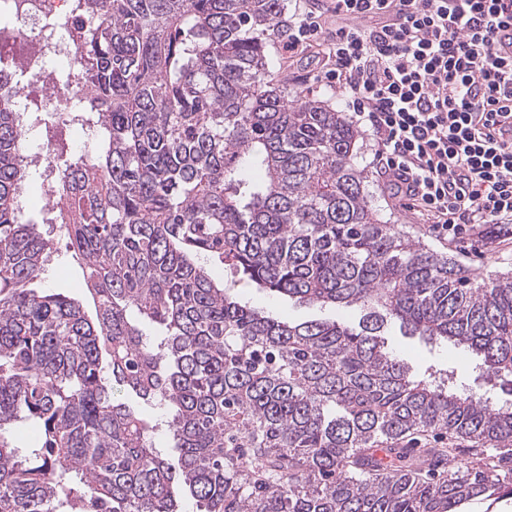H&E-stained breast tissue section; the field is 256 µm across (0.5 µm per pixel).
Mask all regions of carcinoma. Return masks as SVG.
Returning a JSON list of instances; mask_svg holds the SVG:
<instances>
[{"instance_id": "carcinoma-1", "label": "carcinoma", "mask_w": 512, "mask_h": 512, "mask_svg": "<svg viewBox=\"0 0 512 512\" xmlns=\"http://www.w3.org/2000/svg\"><path fill=\"white\" fill-rule=\"evenodd\" d=\"M72 2L86 111L65 122L94 134L95 160L68 153L45 178L95 316L31 287L52 246L18 212L24 134L16 90L0 94V512H463L511 497L512 402L412 372L384 327L477 357L512 392V275L476 286L380 217L346 114L272 77L286 0ZM242 288L359 319L285 321ZM18 425L38 442L13 444Z\"/></svg>"}]
</instances>
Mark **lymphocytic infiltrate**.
Returning a JSON list of instances; mask_svg holds the SVG:
<instances>
[{"label":"lymphocytic infiltrate","instance_id":"lymphocytic-infiltrate-1","mask_svg":"<svg viewBox=\"0 0 512 512\" xmlns=\"http://www.w3.org/2000/svg\"><path fill=\"white\" fill-rule=\"evenodd\" d=\"M309 11L288 51L318 46L373 128L382 176L430 231L477 247L512 219V0H331Z\"/></svg>","mask_w":512,"mask_h":512}]
</instances>
